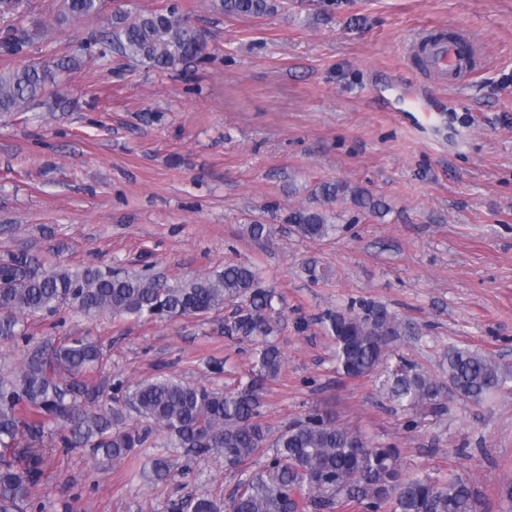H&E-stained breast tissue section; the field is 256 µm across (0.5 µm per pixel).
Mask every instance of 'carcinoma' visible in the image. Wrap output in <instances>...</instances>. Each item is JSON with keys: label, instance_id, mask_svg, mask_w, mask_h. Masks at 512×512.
Listing matches in <instances>:
<instances>
[{"label": "carcinoma", "instance_id": "obj_1", "mask_svg": "<svg viewBox=\"0 0 512 512\" xmlns=\"http://www.w3.org/2000/svg\"><path fill=\"white\" fill-rule=\"evenodd\" d=\"M103 0H61L57 22L93 19ZM112 23L95 41L99 55L116 54L158 68H174L204 58L205 30L170 5L139 12L127 0H114ZM226 15L258 18L275 9L273 0H212ZM30 40L22 21L0 29V48L18 55ZM70 53L50 62L0 72V118L26 112L51 94L56 74L78 68ZM314 207L288 214L299 238L320 241L337 231L326 205L350 199L370 215L388 211L368 189L346 181L322 182L312 191ZM253 240H267L270 224L244 226ZM272 292L259 287V272L246 263H226L220 271L189 281L168 283L149 268L102 271L45 265L28 253L0 260V342L30 343L24 318L76 309L93 316H130L153 320L169 316H204L235 306L224 333L256 345L255 363L246 383L224 389L171 377L133 385L112 384L109 402L88 388L86 374L102 360L98 346L82 337L47 339L28 349L20 366L0 376V512H44L34 489L44 458L30 448L44 429L60 432L65 448L89 447L110 461L131 457L137 448H154L151 471L162 479L170 452L193 448L220 452L227 470L238 475L233 492L218 505L190 498V512H477V499L462 478L440 480L427 473L405 475L398 451L374 445L356 430L311 411L276 432L261 419L265 385L281 373L283 357L270 340L275 332ZM321 323L333 337L336 371L348 379L375 377L389 400L403 411L444 409L443 390L479 403L507 388L512 366L470 348L452 347L443 377L411 364L388 365L391 346L410 332V323L378 302L360 299L327 312ZM265 461L246 470L258 455Z\"/></svg>", "mask_w": 512, "mask_h": 512}]
</instances>
